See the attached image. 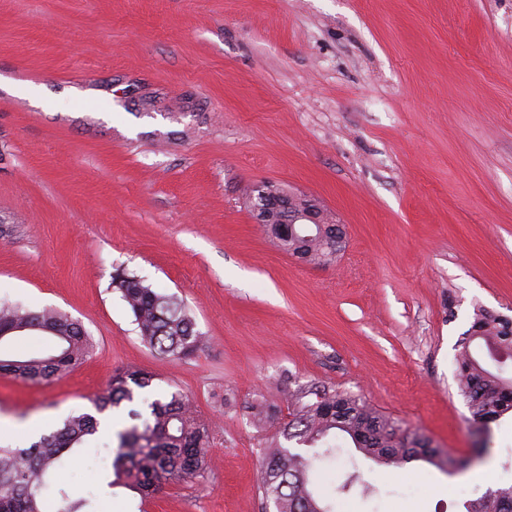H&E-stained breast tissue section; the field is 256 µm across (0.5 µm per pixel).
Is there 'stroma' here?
<instances>
[{
	"label": "stroma",
	"mask_w": 512,
	"mask_h": 512,
	"mask_svg": "<svg viewBox=\"0 0 512 512\" xmlns=\"http://www.w3.org/2000/svg\"><path fill=\"white\" fill-rule=\"evenodd\" d=\"M264 180L340 218L336 262L297 261L253 222ZM119 267L178 297L207 346L144 345ZM1 299L62 310L94 341L54 382L0 375V418L22 428L4 445L92 411L127 368L213 424L203 480L106 489L111 437L70 464L74 492L263 512L264 442L315 384L471 461L394 469L333 437L312 470L332 512H465L512 483V419L482 441L455 381L474 306L512 319V0H0Z\"/></svg>",
	"instance_id": "obj_1"
}]
</instances>
